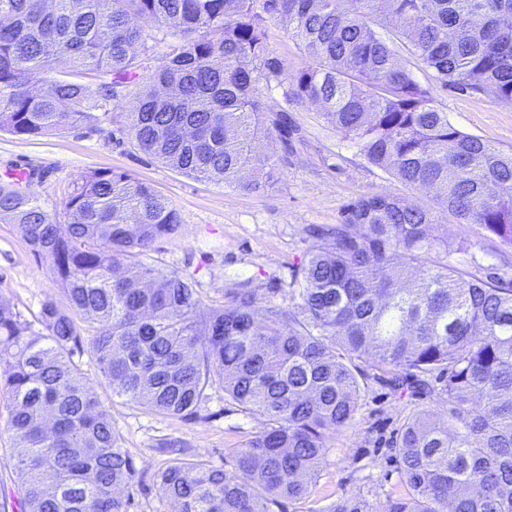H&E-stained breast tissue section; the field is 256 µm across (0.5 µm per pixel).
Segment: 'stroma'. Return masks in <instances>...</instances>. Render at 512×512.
Masks as SVG:
<instances>
[{
	"mask_svg": "<svg viewBox=\"0 0 512 512\" xmlns=\"http://www.w3.org/2000/svg\"><path fill=\"white\" fill-rule=\"evenodd\" d=\"M271 58L285 73L303 68L307 57L273 15H265ZM144 40L135 48L137 84L119 89L104 101L93 125L62 127L22 138L0 131V180L25 171L19 191L35 193L49 211L64 214L69 192L93 169L125 172L167 197L181 224L178 232L158 238L145 260L164 270L194 275L201 299L199 316L224 300V291L249 282L259 305L288 302V288L313 244L312 228L338 224L343 207L375 193L408 197L433 212L439 231L448 238L452 260L469 277L494 276L512 285V247L486 238L474 224L459 223L440 211L433 193L412 190L391 175L371 167L353 144L341 138L322 117L319 107L286 100L284 86L262 87L263 118L273 125L287 115L288 130L275 133L270 144L274 172L252 173L257 189L198 181L139 151L129 131V114L138 87L179 43L178 35L157 25L143 26ZM416 80L460 130L482 137L512 154V104L481 94H460L433 84L428 72L415 70ZM0 299L34 318L45 302L66 308L65 294L44 261L37 257L14 225L0 222ZM78 363L112 417L122 446L134 459L138 475L127 512H175L162 499L158 473L175 443L188 460L236 470V453L263 430L258 415L242 411L220 384H211L196 417L169 416L114 396L89 356ZM358 409L353 422L325 435L327 452L317 476L300 500H280L271 512H333L348 502L361 512H385L391 501L406 497L392 445L402 427L419 415H440L441 384L430 393L403 386L392 388L382 372L361 365Z\"/></svg>",
	"mask_w": 512,
	"mask_h": 512,
	"instance_id": "35a3bbf8",
	"label": "stroma"
}]
</instances>
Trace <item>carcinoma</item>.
<instances>
[{"label":"carcinoma","instance_id":"carcinoma-1","mask_svg":"<svg viewBox=\"0 0 512 512\" xmlns=\"http://www.w3.org/2000/svg\"><path fill=\"white\" fill-rule=\"evenodd\" d=\"M303 47L285 98L324 119L372 167L512 246V155L448 120L402 60L442 87L512 104V0H0V131L90 125L99 100L135 81L139 17L182 42L137 96L135 146L176 171L228 186L273 167L261 143V85L281 76L259 11ZM390 21L388 36L374 30ZM87 76L111 77L93 93ZM66 224L0 182V220L49 265L68 309L41 329L0 300V393L8 397L19 512H127L137 469L73 357L95 360L112 394L193 417L215 381L264 429L229 475L179 458L158 475L176 512H270L301 499L325 460L323 434L357 409L359 363L420 391L444 378L442 419L409 421L395 456L408 497L388 512H512V288L466 277L431 212L379 193L311 231L288 306L224 291L197 319L195 278L143 261L177 232L168 200L127 173L94 169ZM94 324L82 332L75 317Z\"/></svg>","mask_w":512,"mask_h":512}]
</instances>
